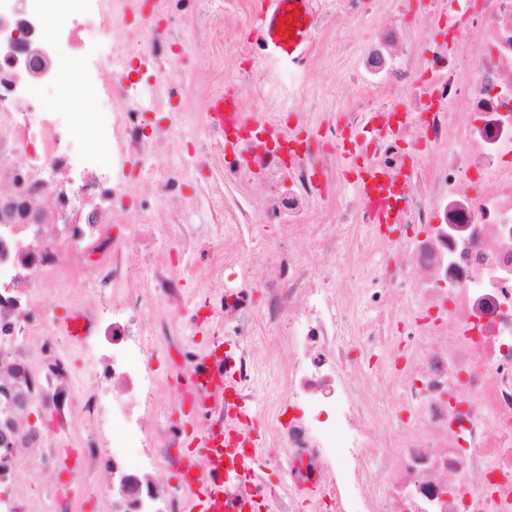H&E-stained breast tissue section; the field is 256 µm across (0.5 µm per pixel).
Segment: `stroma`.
<instances>
[{"label": "stroma", "mask_w": 512, "mask_h": 512, "mask_svg": "<svg viewBox=\"0 0 512 512\" xmlns=\"http://www.w3.org/2000/svg\"><path fill=\"white\" fill-rule=\"evenodd\" d=\"M256 2L223 0L224 13L233 22L232 37L224 43V81L234 85L246 110L266 113L282 127L292 128L302 138L322 144L362 94L361 88L350 80V74L358 64L355 48L373 37L379 15L400 21L406 40L419 44L443 40L448 28L443 19L435 21L432 27H425L424 22L432 10L429 0H380L378 14L350 18L345 17L341 0H317L318 15L344 17L343 34L338 37L323 28H315L307 67L288 69L267 59L254 40ZM185 108L192 111L197 124L186 129L182 141L171 150L170 156L186 169L188 186L193 189L203 179L194 163L193 152L200 145L204 103L190 101ZM351 178L347 159L338 158L328 181L327 197L312 204L306 234L295 241L296 259L329 270L340 288L354 287L362 269L376 268L400 258L399 253L389 247L387 239L362 223L347 224L336 230L343 239L341 251L332 254L314 247L312 236L334 231L331 228L333 206L345 207L353 202L355 194ZM265 183V177L255 172L226 186L229 194L252 202L247 222L253 226L254 234L249 239H241L236 226L210 223L201 204L188 212L187 224L160 221L144 231L143 241L159 257H174L186 266L189 277L184 295L190 309L189 316L176 319L167 330H159L155 323H148L146 346L152 355L153 373L161 379L188 371L194 359L205 353L217 336L224 342V351L237 357L244 354L255 357L256 365L243 385L244 390L278 401L277 416H270L260 404L255 406L251 419L253 434L264 441L257 468V481L262 487L257 512H285L290 505L294 506L295 512H336L334 500L316 499L298 490L288 465V423L303 416L304 411L288 399L285 390L288 346L279 341L264 322L263 292L257 287L258 282L273 271L264 257L283 232L282 225L267 221L261 203ZM188 229L193 235L187 240L183 234ZM216 239L241 251L240 259L225 263L220 272L212 269L210 246ZM72 262L73 270L38 299L40 308L50 310L59 322L71 316L74 301L88 305L98 302L93 293L79 286L83 270L92 264L91 257L79 253L74 255ZM247 276L256 286L245 291L241 285ZM237 302L246 305L247 318L232 323L220 322L221 309ZM407 344V337L394 328L385 330L370 348L365 347L357 335L349 333L345 336L351 364L375 387L373 403L387 414L388 430L396 438L404 437L411 430V422L403 411V394L398 389L383 394L378 387L390 375L393 355L404 354ZM50 349L60 351L71 362L77 373L74 388L85 387L87 380L81 371L88 357L86 343L58 335L52 338L38 336L28 344V351L35 358ZM195 423L196 417L189 404L172 406L161 397L155 403L149 425L156 430V446L162 447L169 440L192 432ZM93 435V429L84 419L74 416L71 428L58 437L60 447L68 451L65 464L50 470L37 468L23 475L29 492L42 498L41 512H54L51 499L44 495L45 487L51 483L68 489L79 512H99L100 484L85 481L78 471L81 450L92 441Z\"/></svg>", "instance_id": "1"}]
</instances>
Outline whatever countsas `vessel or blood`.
<instances>
[{"label": "vessel or blood", "mask_w": 512, "mask_h": 512, "mask_svg": "<svg viewBox=\"0 0 512 512\" xmlns=\"http://www.w3.org/2000/svg\"><path fill=\"white\" fill-rule=\"evenodd\" d=\"M313 3L258 0L256 41L267 55L286 67L302 66L310 52L316 21ZM205 119L210 130L223 135L228 152L240 146L245 131L266 133L279 142L288 138L286 130L265 113L245 110L230 86L207 102ZM414 173V166L407 164L396 170L368 161L358 164L353 184L368 207L372 229L383 233L399 224ZM234 367V359L225 355L222 343L216 342L181 379L186 390L220 396L228 412L219 427L213 424L207 405L197 407L202 423L191 433L187 447L190 456L204 457L206 466L188 480L195 512H255L259 486L241 492L236 489L240 475H254L257 454L241 451L236 435L246 415V403Z\"/></svg>", "instance_id": "b4317fda"}]
</instances>
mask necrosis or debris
I'll list each match as a JSON object with an SVG mask.
<instances>
[{
	"label": "necrosis or debris",
	"mask_w": 512,
	"mask_h": 512,
	"mask_svg": "<svg viewBox=\"0 0 512 512\" xmlns=\"http://www.w3.org/2000/svg\"><path fill=\"white\" fill-rule=\"evenodd\" d=\"M47 2L0 0V444L15 450L0 479L18 484L0 512H41L19 479L30 465L56 466L57 435L74 405L99 438L82 451L83 475L117 490L121 476L134 475L150 492L138 501L119 491L103 497V512H185V489L152 476L180 459L148 430L162 382L143 341L154 312L185 313V270L153 261L150 289L121 296L125 255L140 237L115 238L111 227L130 199L129 223H152L159 208L177 222L187 174L167 147L184 134L180 101L221 81L208 62L224 47V23L215 0H63L54 12ZM358 58L354 78L365 94L348 123L378 113L373 161L399 167L406 136L422 153L450 146L447 162L420 167L411 188L399 245L409 266L372 274L379 309L410 292L420 302L408 312L412 376H393L414 427L374 447L367 384L346 378L339 338L348 315L335 283L291 249L340 142L303 148L288 162L262 150L253 163L267 173V210L288 229L269 254L278 274L265 285L264 320L286 331L288 395L308 410L288 426L289 461L324 469L345 459L325 478L336 512H512V0H480L450 18L447 40L426 53L381 23ZM76 89L90 111L67 108ZM396 96L419 124L395 126ZM149 112L171 118L149 128ZM133 162L151 174L152 195L136 196L125 174ZM205 199L213 222L236 224L247 213V199L226 196L223 180L206 185ZM79 252L96 257L81 283L101 303L78 316L102 335L89 346L88 384L72 400L73 366L56 351L32 361L20 339L55 335L37 295ZM33 404L52 414V433L19 427L18 414ZM109 438L110 450L102 446ZM22 448L32 458L19 456Z\"/></svg>",
	"instance_id": "4bbe7bcc"
}]
</instances>
